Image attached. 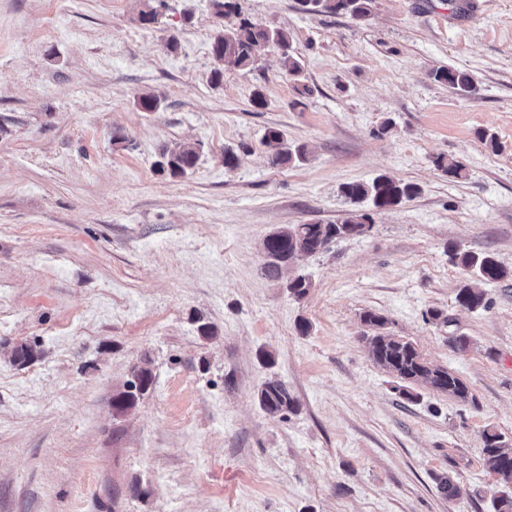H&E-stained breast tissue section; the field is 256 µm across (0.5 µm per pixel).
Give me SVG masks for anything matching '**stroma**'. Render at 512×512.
I'll list each match as a JSON object with an SVG mask.
<instances>
[{
    "instance_id": "stroma-1",
    "label": "stroma",
    "mask_w": 512,
    "mask_h": 512,
    "mask_svg": "<svg viewBox=\"0 0 512 512\" xmlns=\"http://www.w3.org/2000/svg\"><path fill=\"white\" fill-rule=\"evenodd\" d=\"M238 3L288 32L300 76L271 47L212 85L213 38L235 19L211 0H0V512H492L482 433L512 440V277L464 309L448 248L512 270V0H377L366 21ZM442 66L475 92L435 82ZM270 127L308 161L271 167ZM180 142L200 144L195 167L160 172ZM381 173L420 194L297 259L304 298L263 275L273 229L341 221V186ZM367 311L468 400L402 397L368 354ZM21 343L37 361H9ZM144 365L149 390L113 415ZM271 377L296 412L260 408ZM432 75L437 82L447 84L459 96H468L474 91L473 79L464 70L441 68L433 72Z\"/></svg>"
}]
</instances>
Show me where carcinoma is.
Masks as SVG:
<instances>
[{
    "label": "carcinoma",
    "instance_id": "obj_1",
    "mask_svg": "<svg viewBox=\"0 0 512 512\" xmlns=\"http://www.w3.org/2000/svg\"><path fill=\"white\" fill-rule=\"evenodd\" d=\"M297 3L300 10L310 14H345L360 20L370 18L376 6V0H297ZM271 44L277 46L285 72L291 76L298 75L301 64L292 50L288 32L262 26L242 17L237 24L222 30L213 39L212 83H221L226 63L242 70L252 68L261 52ZM433 78L447 84L459 96H467L474 91L473 79L464 70L441 68L433 72ZM262 142L269 151L273 166H290L307 161L305 146H289L285 134L278 128L267 129ZM200 151L201 147L197 143H179L165 148L158 163L159 169L174 177L185 175L195 167ZM419 191L417 185L386 173L368 182L343 185V196L353 204H367L369 210L354 209L338 223L280 227L277 233L267 236L263 241L265 249L273 257L265 273L271 278L284 280V287L294 297H304L312 283L304 274L289 273L295 259L320 253L338 239L363 234L364 226L372 223L371 212L394 209ZM448 257L452 264L461 267L469 276L470 283L460 289L457 302L470 311L486 307L485 293L480 285L498 282L512 275L489 253L461 250L452 245L448 247ZM362 322L372 329V333L363 336V339L370 358L380 368L404 383L424 387L457 400L468 399V387L453 372L427 362L412 342L379 332L385 325L383 317L367 311L362 315ZM38 356L35 347L21 343L12 349L10 362L24 366L34 362ZM258 401L261 409L270 416L284 415L298 409V402L288 385L277 378H270L262 384L258 391ZM137 402L138 398L121 391L112 398V410L116 414H125L134 409ZM508 444L509 441L501 433L488 429L483 432V465L497 477L498 482V489L491 497L493 512H512V455L507 452Z\"/></svg>",
    "mask_w": 512,
    "mask_h": 512
}]
</instances>
